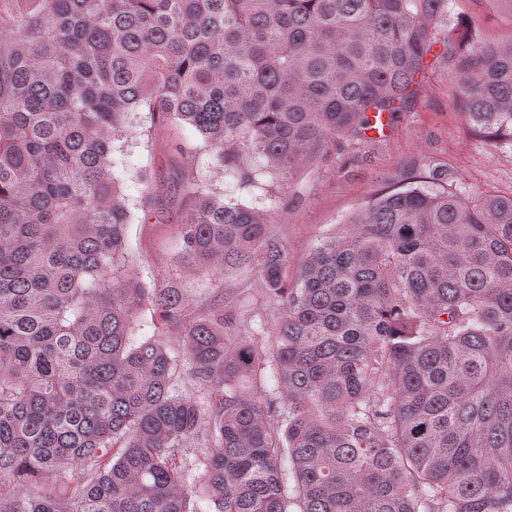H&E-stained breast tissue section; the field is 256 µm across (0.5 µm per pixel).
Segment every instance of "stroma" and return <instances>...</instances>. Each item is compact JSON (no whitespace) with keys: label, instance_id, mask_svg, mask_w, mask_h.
<instances>
[{"label":"stroma","instance_id":"35a3bbf8","mask_svg":"<svg viewBox=\"0 0 512 512\" xmlns=\"http://www.w3.org/2000/svg\"><path fill=\"white\" fill-rule=\"evenodd\" d=\"M476 22L478 38L499 41L512 36V6L490 10L484 0H448V32L460 34ZM137 143L119 138L114 147L129 172L146 170L154 184L151 198H141L134 181L125 193L135 219L126 228L132 274L146 285L156 276L191 291L200 306L212 304L224 289L236 288L246 309L265 317L261 284L234 275L201 278L179 267L176 241L189 202L175 194L179 183H194L270 213L275 232L288 248L292 269H299L320 240L357 215L365 203L391 188V176L407 163L422 174L442 170L452 190L464 197L512 193V143L474 135L459 98L458 75L443 60H433L412 101L396 114L390 133L352 143L337 140L325 159L303 166L290 185L267 179L257 187L237 185L233 176L212 167L197 150L189 130L152 123L148 113L134 118Z\"/></svg>","mask_w":512,"mask_h":512}]
</instances>
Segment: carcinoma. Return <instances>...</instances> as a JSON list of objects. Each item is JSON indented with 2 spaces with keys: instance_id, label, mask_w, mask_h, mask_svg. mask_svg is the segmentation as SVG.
<instances>
[{
  "instance_id": "1",
  "label": "carcinoma",
  "mask_w": 512,
  "mask_h": 512,
  "mask_svg": "<svg viewBox=\"0 0 512 512\" xmlns=\"http://www.w3.org/2000/svg\"><path fill=\"white\" fill-rule=\"evenodd\" d=\"M447 15L448 0H0V480L16 487L0 512H512V195L404 167L293 273L268 214L182 188L179 261L261 281L262 335L227 288L202 308L129 275L112 157L147 112L241 185H287L367 138L368 113L402 111L431 55L459 74L469 126L512 142V38L449 36ZM77 465L83 480L60 479Z\"/></svg>"
}]
</instances>
